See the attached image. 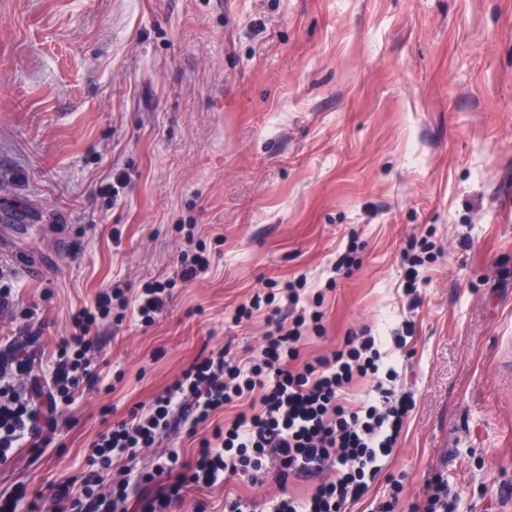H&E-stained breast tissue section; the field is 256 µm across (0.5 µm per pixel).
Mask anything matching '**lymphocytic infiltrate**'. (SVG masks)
<instances>
[{"label":"lymphocytic infiltrate","mask_w":512,"mask_h":512,"mask_svg":"<svg viewBox=\"0 0 512 512\" xmlns=\"http://www.w3.org/2000/svg\"><path fill=\"white\" fill-rule=\"evenodd\" d=\"M175 280L144 283L136 300L128 301L123 288L100 291L93 308L72 317L73 331L57 345L51 372L47 410L31 401L17 400L0 386V460L20 447L25 437L55 432L62 406L70 404L83 386L93 387L98 376L90 352L93 337L104 320L122 323L127 307H134L143 325L165 313ZM306 278L257 294L239 306L234 322L251 317L261 307L272 313L261 355L244 360L220 349L193 362L165 391L129 419L108 426L90 444V469L80 481L60 483L53 494L56 512H172L193 488H209L233 476L273 474L280 495L263 501L228 498L224 512H348L368 493L377 478L389 489L371 501L370 512H397L405 473L385 467L415 406L409 392H396L399 378L393 351L403 350L412 324L390 340L364 328L348 333L331 355L300 363L308 333L323 336L322 294L306 295ZM288 301L296 313L284 321L276 299ZM372 378L374 396L362 401L349 397L358 378ZM246 401L250 412L239 413L227 424L215 416L227 405ZM179 419L189 437L199 440L194 461L183 463L177 451L137 479L109 480L114 462L134 459L151 447L157 436ZM332 471L307 496L288 492L290 478ZM462 497L443 476L425 483L423 497L412 512H460Z\"/></svg>","instance_id":"obj_1"}]
</instances>
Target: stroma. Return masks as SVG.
I'll list each match as a JSON object with an SVG mask.
<instances>
[{"label": "stroma", "mask_w": 512, "mask_h": 512, "mask_svg": "<svg viewBox=\"0 0 512 512\" xmlns=\"http://www.w3.org/2000/svg\"><path fill=\"white\" fill-rule=\"evenodd\" d=\"M180 224L212 254L189 282ZM353 233L356 263L332 276ZM413 236L442 249L415 309ZM300 275L325 292L326 329L301 361L414 325L397 359L416 405L388 462L407 474L399 512L438 473L463 512H512V0H0V351L26 346L50 373L103 288L176 281L153 325H100L98 384L48 445L0 461V493L26 490L16 512H51L105 423L195 360L259 355L265 312L236 324L235 308ZM197 447L169 430L133 470ZM279 493L236 478L176 512Z\"/></svg>", "instance_id": "35a3bbf8"}]
</instances>
